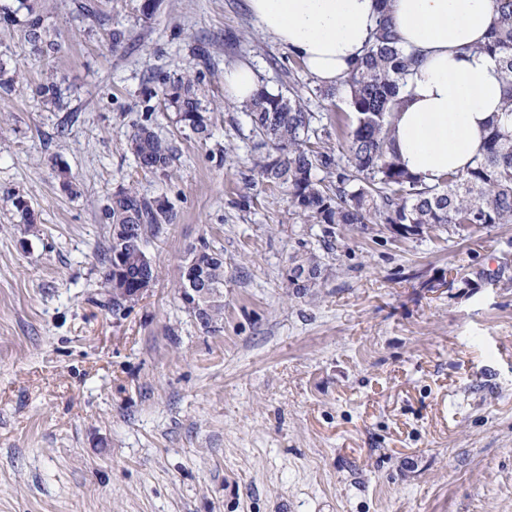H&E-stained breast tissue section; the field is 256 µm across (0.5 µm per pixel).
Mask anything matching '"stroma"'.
<instances>
[{"instance_id": "35a3bbf8", "label": "stroma", "mask_w": 512, "mask_h": 512, "mask_svg": "<svg viewBox=\"0 0 512 512\" xmlns=\"http://www.w3.org/2000/svg\"><path fill=\"white\" fill-rule=\"evenodd\" d=\"M143 4L38 0L58 45L44 57L0 22V59L24 73L0 96V512H512V223L344 229L324 279L294 295L289 259L317 236L253 176L224 71L247 63L317 116L350 113L247 0ZM188 68L212 116L204 142L158 95V76ZM49 73L58 108L34 94ZM144 112L176 149L169 176L128 150ZM128 184L176 218L146 245L154 283L115 314L98 213ZM14 193L36 223H18ZM204 241L224 255L214 327L177 289Z\"/></svg>"}]
</instances>
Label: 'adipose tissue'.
<instances>
[{
    "label": "adipose tissue",
    "instance_id": "adipose-tissue-1",
    "mask_svg": "<svg viewBox=\"0 0 512 512\" xmlns=\"http://www.w3.org/2000/svg\"><path fill=\"white\" fill-rule=\"evenodd\" d=\"M247 7L326 86L346 77L389 16L402 44L421 54L395 115L394 143L425 182L466 170L502 107L498 62L479 49L492 0H247Z\"/></svg>",
    "mask_w": 512,
    "mask_h": 512
}]
</instances>
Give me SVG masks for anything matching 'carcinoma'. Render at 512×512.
I'll list each match as a JSON object with an SVG mask.
<instances>
[{
  "label": "carcinoma",
  "mask_w": 512,
  "mask_h": 512,
  "mask_svg": "<svg viewBox=\"0 0 512 512\" xmlns=\"http://www.w3.org/2000/svg\"><path fill=\"white\" fill-rule=\"evenodd\" d=\"M15 10L0 5V19L14 21L19 10L27 11L23 24L24 40L31 52L42 54L52 43L45 41L43 17L31 0H17ZM494 12L487 41L479 50L494 56L502 72L506 117L512 118V0H493ZM418 55L401 45L387 21H382L365 55L336 87H325L327 98L342 96L351 123L336 146L331 132L313 127L314 113L300 99L281 91L259 89L243 105L257 135L266 148L253 160V170L261 182L287 191L288 206L305 224L319 227V243L326 251L334 249L338 230L349 227L362 233L376 224H429L438 230L458 233V225L489 228L512 223V126L495 113L488 120L489 133L464 172L450 173L427 185L401 163L394 146L393 118L402 104ZM200 79L186 72L162 80L161 100L175 113L176 123L200 141L210 138V115L199 93ZM36 95L45 105H60L61 92L52 77L42 80ZM155 113L145 112L134 123L129 148L140 167L166 175L176 158L175 148L154 130ZM21 224L35 223L34 210L20 194L9 196ZM157 197L147 196L136 187H121L112 193L100 212V223L131 224L135 229L124 243L109 233L104 252V278L101 287L107 306L121 308L122 289L129 280L144 273L157 276V269L144 271L128 264L117 271L115 255L126 251L127 258L144 250L148 238L158 237L164 226L173 223L170 202L155 208ZM200 261L211 268L216 284L205 301L206 325H216L224 314V257L211 245L201 243ZM327 270L325 255L305 248L291 257L290 272L308 275L301 289L313 288Z\"/></svg>",
  "instance_id": "carcinoma-1"
}]
</instances>
